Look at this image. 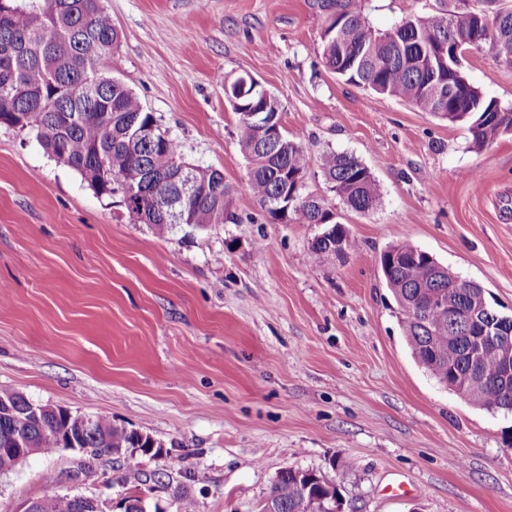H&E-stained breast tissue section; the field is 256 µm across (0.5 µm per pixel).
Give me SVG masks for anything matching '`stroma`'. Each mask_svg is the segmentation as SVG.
<instances>
[{
    "instance_id": "1",
    "label": "stroma",
    "mask_w": 512,
    "mask_h": 512,
    "mask_svg": "<svg viewBox=\"0 0 512 512\" xmlns=\"http://www.w3.org/2000/svg\"><path fill=\"white\" fill-rule=\"evenodd\" d=\"M391 29L439 0H355ZM119 33L111 76L192 164L224 173L231 221L133 223L27 131L0 125V389L106 415L163 449L35 454L0 473V512L48 488L113 504L142 491L164 512H259L283 469L339 482L344 512H512V416L438 384L412 358L379 255L409 242L512 314V134L478 151L466 126L345 83L322 60L323 0H104ZM465 74L512 107V65L470 50ZM257 79L310 163L324 227L275 220L245 188L225 82ZM356 156L381 188L349 208L319 166ZM348 465L346 476L337 468Z\"/></svg>"
}]
</instances>
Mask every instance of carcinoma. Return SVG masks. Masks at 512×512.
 <instances>
[{
	"label": "carcinoma",
	"mask_w": 512,
	"mask_h": 512,
	"mask_svg": "<svg viewBox=\"0 0 512 512\" xmlns=\"http://www.w3.org/2000/svg\"><path fill=\"white\" fill-rule=\"evenodd\" d=\"M472 12L470 16L441 7L376 34L367 27L354 0H330L322 57L326 67L349 84L401 99L452 124H465L474 147L483 149L512 123V112L469 83H460L453 94L447 90L444 73L430 76L414 65L426 45L466 35L477 36V49L494 59L502 58L504 49L512 50V8L492 14L475 8ZM340 23L344 37L337 43L332 30ZM117 41V29L103 0H0V124L23 123L49 154L77 171L100 196L113 197L123 183L136 185L137 199L126 206L136 223L159 229L170 224L224 223L231 217L226 209L231 187L224 183V174L211 167L192 166L198 192L175 212L154 211L153 200L165 192L154 186V178L172 172L185 159L176 139L140 99L105 73L104 64ZM232 96L239 146L249 161L248 192L274 219L325 224L323 236L312 243V252L319 258L336 254L340 229L330 219L331 210L307 200L302 187L283 175L285 170L306 175L308 156L302 138L285 134L287 144H273L268 130L242 118L245 111L264 109L279 124L280 100L268 104L254 95L234 92ZM150 124L156 127L157 138L128 148V135ZM321 171L350 208L366 212L377 205L380 186L355 156L326 151ZM293 194L292 206L284 207ZM380 267L399 306L400 326L416 362L469 403L511 414L512 378H502L501 360L512 355V344L477 335V325L498 313L487 295L454 287L448 277L435 273L429 253L407 242L389 246L380 256ZM428 292L442 295L444 309L422 315L406 312ZM450 340L454 343L451 356ZM28 406L23 395L0 390V448L13 445L19 416L26 419V445L36 454L54 453L59 440L77 433L84 445L101 454L138 444L136 431L107 416L94 417L83 431L77 414L52 411L38 419L27 415ZM338 498L336 484L312 470L288 468L277 475L268 502L272 512H337ZM39 512H76L74 497L49 488L39 498Z\"/></svg>",
	"instance_id": "1"
}]
</instances>
